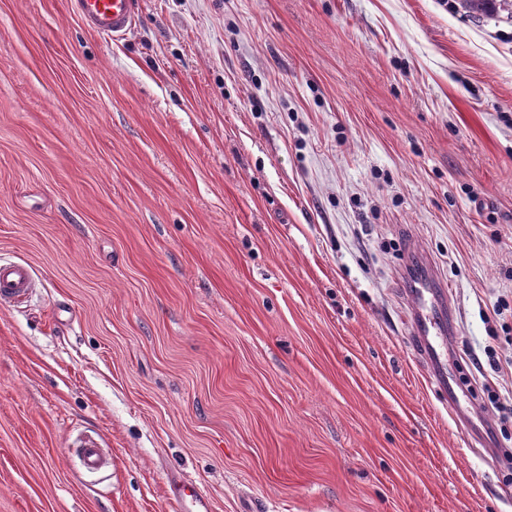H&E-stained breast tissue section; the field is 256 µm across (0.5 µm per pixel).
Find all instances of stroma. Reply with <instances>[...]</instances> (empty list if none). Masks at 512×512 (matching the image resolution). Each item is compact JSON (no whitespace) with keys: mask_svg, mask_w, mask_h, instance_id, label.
Wrapping results in <instances>:
<instances>
[{"mask_svg":"<svg viewBox=\"0 0 512 512\" xmlns=\"http://www.w3.org/2000/svg\"><path fill=\"white\" fill-rule=\"evenodd\" d=\"M137 14L115 41L0 0V260L37 284L0 306V512H178L174 470L212 512H512V17ZM413 250L458 417L414 356ZM75 447L80 448L79 456L82 466L90 474L98 473L109 463L102 450L101 442L94 435H80Z\"/></svg>","mask_w":512,"mask_h":512,"instance_id":"obj_1","label":"stroma"}]
</instances>
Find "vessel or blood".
Listing matches in <instances>:
<instances>
[{
	"label": "vessel or blood",
	"instance_id": "b4317fda",
	"mask_svg": "<svg viewBox=\"0 0 512 512\" xmlns=\"http://www.w3.org/2000/svg\"><path fill=\"white\" fill-rule=\"evenodd\" d=\"M82 25L96 34L118 38L136 23L134 0H71ZM36 286L28 264L0 261V305L24 303ZM407 295L412 296L410 329L418 339L419 356L427 368L431 382L448 402H455L456 390L442 368V355L448 343V296L444 286L436 284L428 272L418 270L408 279ZM86 472L95 474L108 463L98 437L83 434L76 441ZM170 496L181 512H211L208 496L183 474H172Z\"/></svg>",
	"mask_w": 512,
	"mask_h": 512
}]
</instances>
